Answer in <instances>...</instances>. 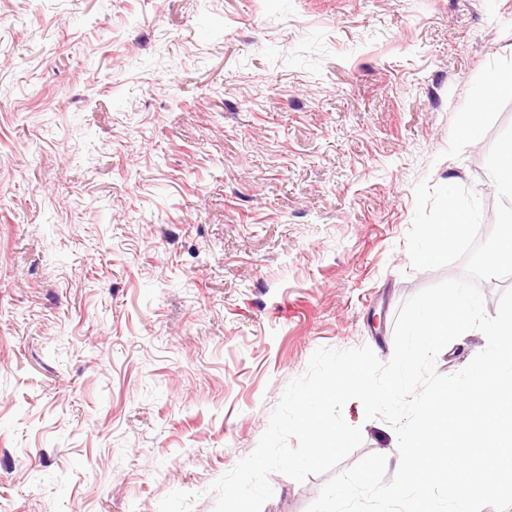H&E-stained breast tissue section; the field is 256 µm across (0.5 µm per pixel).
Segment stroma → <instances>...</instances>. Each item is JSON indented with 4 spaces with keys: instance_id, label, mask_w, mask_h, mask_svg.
<instances>
[{
    "instance_id": "1",
    "label": "stroma",
    "mask_w": 512,
    "mask_h": 512,
    "mask_svg": "<svg viewBox=\"0 0 512 512\" xmlns=\"http://www.w3.org/2000/svg\"><path fill=\"white\" fill-rule=\"evenodd\" d=\"M510 124L512 0H0V512H214L317 348L389 360L462 276L413 268L414 188L495 200ZM342 414L345 466L396 455Z\"/></svg>"
}]
</instances>
